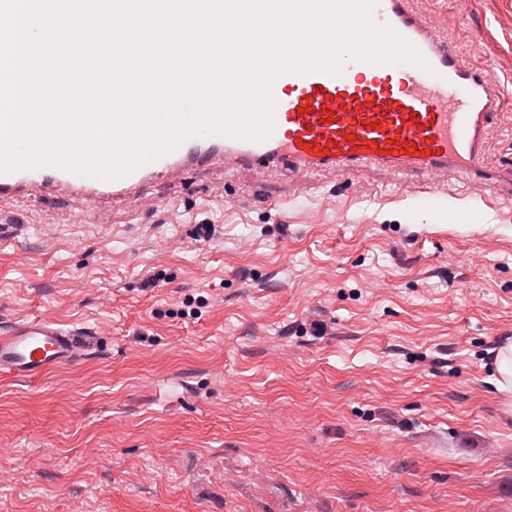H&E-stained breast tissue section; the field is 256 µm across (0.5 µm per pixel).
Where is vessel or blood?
I'll list each match as a JSON object with an SVG mask.
<instances>
[{"label":"vessel or blood","instance_id":"obj_1","mask_svg":"<svg viewBox=\"0 0 512 512\" xmlns=\"http://www.w3.org/2000/svg\"><path fill=\"white\" fill-rule=\"evenodd\" d=\"M373 18L411 42L428 69L350 61L338 76L285 74L273 86L276 128L266 142L192 138L115 181L55 167L0 174V204L55 194L93 205H137L150 202L158 183H180L202 169L228 176L282 168L303 178L363 170L409 176L419 182L412 198L438 208L458 195L446 185L450 178L512 200V158L494 167L484 163L504 115L491 65L465 59L414 0H379ZM96 343V330L66 328L46 315L0 322V374L37 381L84 359Z\"/></svg>","mask_w":512,"mask_h":512}]
</instances>
